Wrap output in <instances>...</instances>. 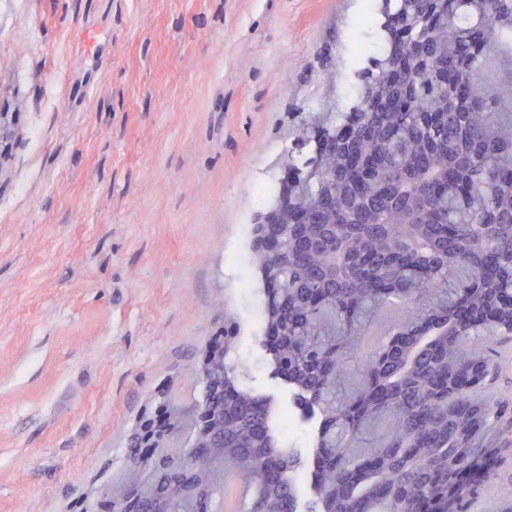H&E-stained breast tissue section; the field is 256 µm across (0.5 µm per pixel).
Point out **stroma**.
Here are the masks:
<instances>
[{
	"instance_id": "35a3bbf8",
	"label": "stroma",
	"mask_w": 512,
	"mask_h": 512,
	"mask_svg": "<svg viewBox=\"0 0 512 512\" xmlns=\"http://www.w3.org/2000/svg\"><path fill=\"white\" fill-rule=\"evenodd\" d=\"M382 7L0 0V512H98L225 316L245 386L290 407L236 257L300 113L354 105ZM485 495L512 499L510 424Z\"/></svg>"
}]
</instances>
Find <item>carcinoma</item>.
<instances>
[{"label": "carcinoma", "instance_id": "1", "mask_svg": "<svg viewBox=\"0 0 512 512\" xmlns=\"http://www.w3.org/2000/svg\"><path fill=\"white\" fill-rule=\"evenodd\" d=\"M386 48L348 112L303 120L286 177L254 227L264 343L302 410L319 418L312 497L269 396L241 383L237 336L210 339L200 400L157 392L159 433L193 426L116 498L214 512H431L476 469L508 407L487 393L489 336L512 334V60L494 93L477 77L509 42L512 0H386ZM489 472L458 502L471 512Z\"/></svg>", "mask_w": 512, "mask_h": 512}]
</instances>
